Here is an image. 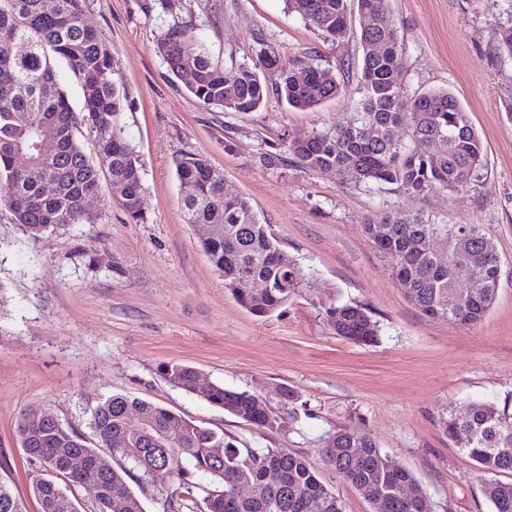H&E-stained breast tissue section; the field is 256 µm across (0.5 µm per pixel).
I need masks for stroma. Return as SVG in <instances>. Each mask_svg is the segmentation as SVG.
Wrapping results in <instances>:
<instances>
[{
    "instance_id": "stroma-1",
    "label": "stroma",
    "mask_w": 512,
    "mask_h": 512,
    "mask_svg": "<svg viewBox=\"0 0 512 512\" xmlns=\"http://www.w3.org/2000/svg\"><path fill=\"white\" fill-rule=\"evenodd\" d=\"M403 47L407 94L451 91L485 146V167L470 188L409 196L365 187L355 177L311 172L283 157L264 163L282 136L304 137L346 123L360 101L357 34L325 40L287 0H84V20L118 60L127 93V139L145 169L144 220L132 223L101 174L90 209L99 219L32 238L0 208V475L27 512H38L31 465L16 434L20 413L48 410L88 432L91 410L112 394L158 403L234 437L238 446L275 448L319 467L347 512H373L364 490L322 465L338 427L369 433L409 470L433 512H493L474 462L439 426L447 407L498 402L512 393V60L492 49L512 24V0H388ZM193 28L224 67L253 65L261 45L281 67L312 59L349 65L342 93L300 110L269 97L254 112L207 108L174 83L156 49L161 31ZM232 148H225V138ZM206 156L227 187L244 196L309 286L274 314L242 308L185 224L175 174L178 158ZM389 212L438 224H480L501 267L486 317L460 325L422 315L365 227ZM90 261L78 260V249ZM354 301L370 309L377 341L337 336L323 305ZM194 367L202 383L261 394L284 419L263 429L202 396L173 386L164 365ZM298 393L283 399L282 389Z\"/></svg>"
}]
</instances>
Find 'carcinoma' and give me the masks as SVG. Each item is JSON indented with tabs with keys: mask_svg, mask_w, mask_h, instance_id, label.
Returning <instances> with one entry per match:
<instances>
[{
	"mask_svg": "<svg viewBox=\"0 0 512 512\" xmlns=\"http://www.w3.org/2000/svg\"><path fill=\"white\" fill-rule=\"evenodd\" d=\"M83 0H0V204L32 237L71 224H93L96 215L83 199L98 191L100 172L109 174L133 223L144 220L143 168L123 135L120 112L126 95L112 80L117 61L102 34L83 18ZM324 38L337 42L350 30L352 10L373 17L361 28L359 111L345 124L300 140L284 138L280 150L313 172L354 174L358 182L390 186L419 196L432 190L457 192L470 187L484 167L485 150L467 112L446 89L408 95L402 83L403 50L387 0H288ZM190 28L171 27L157 39V52L169 71L202 105L226 112H254L274 94L294 108L310 109L339 95L336 72L314 61L280 70L269 84L262 74L279 70V58L261 47L253 67L227 70L200 48L186 52ZM498 57L512 60V25L502 28ZM80 79L82 106L75 111L57 66ZM88 124L97 140V160L83 151L77 131ZM176 177L188 188L183 198L187 224H224V237L200 239L214 270L236 302L255 316L283 308L292 294L308 287L302 269L277 244L246 198L224 186V173L197 154L180 158ZM55 192L45 193V186ZM386 234L379 233L380 227ZM369 238L403 281L409 301L425 316L473 325L494 303L500 280L496 248L479 224H436L421 216L384 215L365 225ZM471 240L468 258L483 266L478 283L460 296L451 271L460 259L456 238ZM245 277L266 279L272 288L256 297L241 287ZM336 335L359 344L377 340L379 325L364 305L329 302L324 306ZM163 374L174 386L197 392L194 368L168 364ZM211 404L261 428L280 425L262 396L211 385L202 392ZM136 416L141 422L133 424ZM448 439L486 476L485 493L494 512H512V396L503 403H473L460 418L448 407L440 418ZM92 437L50 418L21 414L17 435L33 469L31 489L39 512H68L72 488L84 489L95 512H145L128 480L166 491L168 512L200 503V512H346L344 502L324 484L304 457L274 448H240L225 434L182 418L146 400L112 394L91 412ZM122 460L116 470L95 465L100 449ZM88 460L82 472L69 469L77 454ZM323 462L345 482L373 487L385 512H432L428 500L411 498L413 474L396 466L367 433L339 429L322 451ZM50 469L60 480H44ZM208 483H201V479ZM251 485L246 497L236 485ZM0 512H27L7 482L0 479Z\"/></svg>",
	"mask_w": 512,
	"mask_h": 512,
	"instance_id": "carcinoma-1",
	"label": "carcinoma"
}]
</instances>
